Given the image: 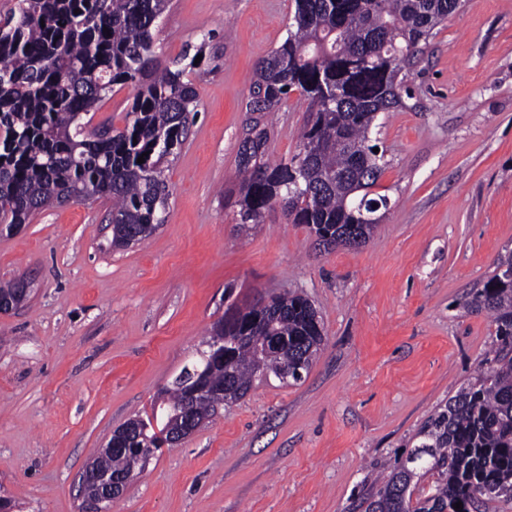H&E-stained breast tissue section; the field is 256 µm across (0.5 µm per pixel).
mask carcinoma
<instances>
[{
    "mask_svg": "<svg viewBox=\"0 0 512 512\" xmlns=\"http://www.w3.org/2000/svg\"><path fill=\"white\" fill-rule=\"evenodd\" d=\"M460 7L461 0H295L286 38L254 73L256 117L238 152L240 223H258L278 202L326 248L366 243L375 225L361 223L363 189L385 167L370 139L376 118L404 105L403 64ZM168 9L169 0H16L0 16L1 225L20 228L55 206L110 199L112 248L125 249L165 223L164 167L199 103L188 78L199 69L195 57L186 52L171 68L154 56L153 30ZM129 85L135 94L124 125L87 129L85 117ZM293 91L310 104L299 153L271 167L261 162L264 119ZM467 307L491 319L493 357L421 428L415 450L424 458L413 467L395 461L361 498L364 512H489L512 501V250ZM258 313V335L283 346L272 355L251 339L238 347L233 383L242 397L258 373L310 367L322 343L317 312L298 294L273 298L263 313L253 306L211 335L239 336L238 322Z\"/></svg>",
    "mask_w": 512,
    "mask_h": 512,
    "instance_id": "obj_1",
    "label": "carcinoma"
}]
</instances>
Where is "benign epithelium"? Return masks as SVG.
I'll list each match as a JSON object with an SVG mask.
<instances>
[{
  "label": "benign epithelium",
  "mask_w": 512,
  "mask_h": 512,
  "mask_svg": "<svg viewBox=\"0 0 512 512\" xmlns=\"http://www.w3.org/2000/svg\"><path fill=\"white\" fill-rule=\"evenodd\" d=\"M31 291V282L21 278V288L11 299L0 300V313L6 314L26 301ZM241 336H217L207 343L208 350L202 354V361H194L183 367L175 377L173 385L186 392V401L177 413L173 435L181 436L195 431L200 422L196 418L198 404L209 401L214 396V389L205 382L206 368L220 366L232 373L235 348ZM101 453H128L131 455L130 469L123 473H112L90 462L81 477L82 512H110L112 502L121 496L123 490L135 471L146 466L156 446L153 438L148 436V428L143 425H131L112 434V441Z\"/></svg>",
  "instance_id": "7a95c632"
}]
</instances>
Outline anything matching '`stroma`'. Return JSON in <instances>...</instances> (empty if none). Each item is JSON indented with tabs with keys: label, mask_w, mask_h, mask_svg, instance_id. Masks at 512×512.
Here are the masks:
<instances>
[{
	"label": "stroma",
	"mask_w": 512,
	"mask_h": 512,
	"mask_svg": "<svg viewBox=\"0 0 512 512\" xmlns=\"http://www.w3.org/2000/svg\"><path fill=\"white\" fill-rule=\"evenodd\" d=\"M294 0H172L153 32L166 65L209 37L200 101L166 172V222L112 249V203L65 204L0 233V281L30 300L0 315V494L14 512H79L80 476L149 413L233 310L301 294L325 339L301 380H255L162 448L112 512H359L377 477L494 349L472 289L512 250V0H463L410 65L412 97L372 131L387 196L370 239L324 250L280 205L241 227L238 149L258 61ZM308 102L267 120L264 162L298 151Z\"/></svg>",
	"instance_id": "1"
}]
</instances>
